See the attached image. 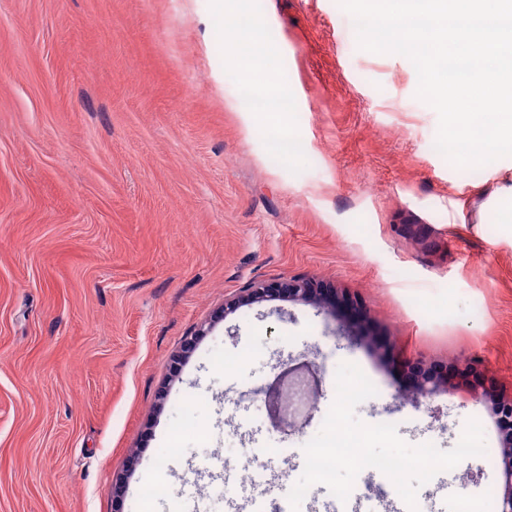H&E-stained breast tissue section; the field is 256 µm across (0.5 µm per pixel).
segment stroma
<instances>
[{"mask_svg":"<svg viewBox=\"0 0 512 512\" xmlns=\"http://www.w3.org/2000/svg\"><path fill=\"white\" fill-rule=\"evenodd\" d=\"M238 16L218 0H0V512H180L188 483L200 512H225L259 494L270 456L291 486L344 361L377 389L357 418L408 444L450 450L477 419L485 454L445 471L441 502L418 498L496 512L512 205L484 203L512 185V157L454 167L407 57L359 49L337 0H274L252 18L301 149L271 161L224 41ZM293 277L325 303L277 294ZM306 359L321 378L307 422L254 419ZM404 366L480 381L422 399ZM217 454L231 476H197Z\"/></svg>","mask_w":512,"mask_h":512,"instance_id":"35a3bbf8","label":"stroma"}]
</instances>
